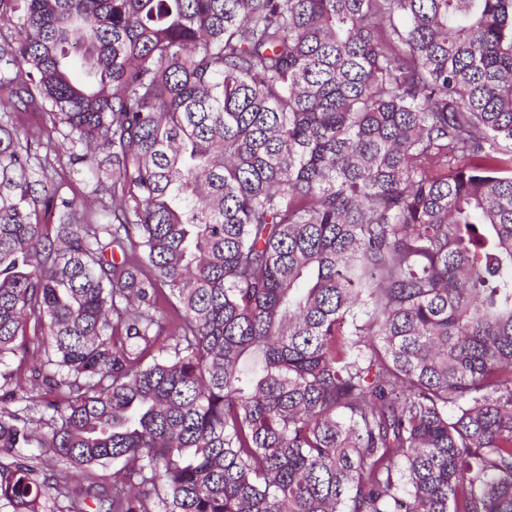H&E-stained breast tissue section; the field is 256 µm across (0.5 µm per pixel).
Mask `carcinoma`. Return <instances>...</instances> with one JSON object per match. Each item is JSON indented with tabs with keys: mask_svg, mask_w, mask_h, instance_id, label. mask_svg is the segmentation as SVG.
I'll list each match as a JSON object with an SVG mask.
<instances>
[{
	"mask_svg": "<svg viewBox=\"0 0 512 512\" xmlns=\"http://www.w3.org/2000/svg\"><path fill=\"white\" fill-rule=\"evenodd\" d=\"M6 22L0 502L512 512V0ZM62 141L61 135L54 134V143L57 153L60 154V161L52 172L53 177L65 186L69 194H75L78 199H84L88 203H92L95 197L92 193L95 187L94 175L85 164L72 165L68 162L67 156L60 149Z\"/></svg>",
	"mask_w": 512,
	"mask_h": 512,
	"instance_id": "cac0c4a2",
	"label": "carcinoma"
}]
</instances>
